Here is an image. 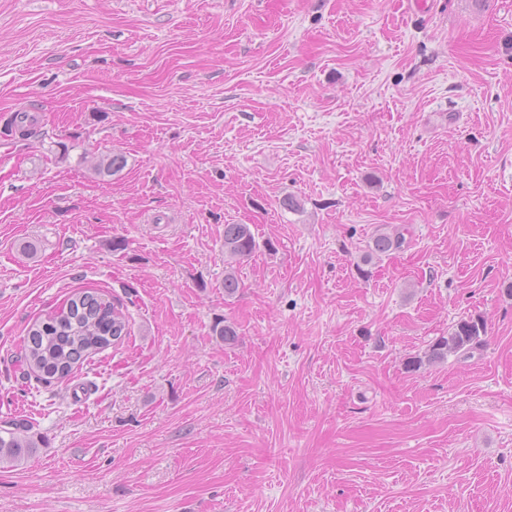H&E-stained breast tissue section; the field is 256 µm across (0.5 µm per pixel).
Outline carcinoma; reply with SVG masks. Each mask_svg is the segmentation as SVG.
Returning a JSON list of instances; mask_svg holds the SVG:
<instances>
[{"label": "carcinoma", "instance_id": "cac0c4a2", "mask_svg": "<svg viewBox=\"0 0 512 512\" xmlns=\"http://www.w3.org/2000/svg\"><path fill=\"white\" fill-rule=\"evenodd\" d=\"M403 243L398 235L378 233L372 238L371 253L383 255ZM259 249L248 224L224 225V253L244 260ZM486 324L477 318L462 319L424 353L408 361L415 369L423 362L435 363L449 355L472 356L483 346ZM128 335V320L115 304L95 291L73 294L67 304L35 321L24 337L22 365L47 381L69 377L76 365L93 354L121 342ZM20 424L0 428V462H17L36 447L37 442L18 435Z\"/></svg>", "mask_w": 512, "mask_h": 512}]
</instances>
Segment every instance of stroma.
Here are the masks:
<instances>
[{"instance_id": "obj_1", "label": "stroma", "mask_w": 512, "mask_h": 512, "mask_svg": "<svg viewBox=\"0 0 512 512\" xmlns=\"http://www.w3.org/2000/svg\"><path fill=\"white\" fill-rule=\"evenodd\" d=\"M425 2L0 0V512H512V0ZM80 288L129 336L24 372ZM259 249V243L247 224H228L224 227V253L239 260L248 259ZM485 333L486 324L480 318L462 319L452 327L448 336L437 339L423 357L411 358L407 364L408 368H419L424 361L427 363L442 361L451 354L470 357L475 350L483 346L482 336H485ZM13 428H0V462H17L28 455L31 448H37V442L18 435L20 424L11 423ZM4 434V435H2Z\"/></svg>"}]
</instances>
